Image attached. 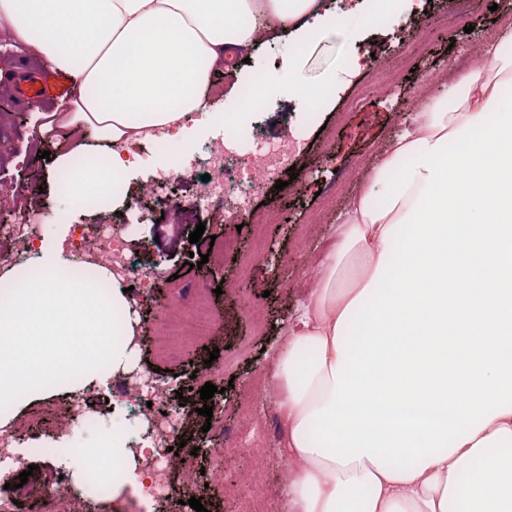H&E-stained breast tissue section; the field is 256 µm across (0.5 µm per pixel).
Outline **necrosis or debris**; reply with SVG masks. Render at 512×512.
<instances>
[{
	"instance_id": "4bbe7bcc",
	"label": "necrosis or debris",
	"mask_w": 512,
	"mask_h": 512,
	"mask_svg": "<svg viewBox=\"0 0 512 512\" xmlns=\"http://www.w3.org/2000/svg\"><path fill=\"white\" fill-rule=\"evenodd\" d=\"M234 140L240 143V150H230L224 142L217 141L206 148L198 164L194 165L188 163L182 145L163 137L151 139L152 149L168 155L170 168L159 174L152 186L138 190L137 199H156L167 184L192 177L196 165L200 164L210 174L198 196L203 206L221 203L224 220L229 224L279 223L278 210L272 208L256 213L251 197L256 190L264 188L270 176L281 170L293 154V139L287 137L281 142L269 143L250 133L235 135ZM46 221L43 214L36 217L18 214L17 223L11 228L13 246L9 252L0 253V312L9 311L16 296L28 289L29 275L36 267L29 230L32 225ZM62 248L71 257V273L101 276L107 291L113 284L120 283L134 287L135 291L149 293L160 278L158 264L139 262L129 250L125 234L114 229L94 239L84 231L72 230L63 240ZM162 313L167 321L160 341L165 345H177L192 336L209 335L222 322L220 315L207 305L200 288L190 297L185 296L183 290H175ZM171 391V382L150 373H137L123 379V402L146 423L144 431L135 438L132 451L150 479L149 485L140 489L119 486L115 474H100L93 463L106 456V448L90 451L72 437L70 429L73 425L87 430L99 426L98 417L85 409L84 389L78 388L71 393L68 416L53 425L35 424L23 429L14 424L0 427V512H21L20 505L5 485L29 451L54 462L80 457L91 465L88 483L77 485L66 476L52 486L31 489L32 501L58 508L59 512H145L147 504L185 501L196 495L197 485L193 480L174 478L177 465L191 456L190 447L181 446L180 440L183 422L194 406L171 400ZM211 422L219 435L217 441L204 447L212 468H221L231 446L259 455L260 450L252 441L240 439L225 428L223 400H215ZM22 431L32 442L30 449L19 446L18 434Z\"/></svg>"
}]
</instances>
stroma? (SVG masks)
Listing matches in <instances>:
<instances>
[{
    "instance_id": "1",
    "label": "stroma",
    "mask_w": 512,
    "mask_h": 512,
    "mask_svg": "<svg viewBox=\"0 0 512 512\" xmlns=\"http://www.w3.org/2000/svg\"><path fill=\"white\" fill-rule=\"evenodd\" d=\"M336 6L339 24L313 25L311 37L301 42L285 33H267L252 50L249 62L214 72L207 98L219 106L223 122L181 132L195 152L223 138L225 124L233 122L239 110L243 82L259 76L263 105L241 123V131H257L269 142L281 141L290 131L302 133L301 149L292 159L300 169L297 178L284 189L271 188L252 197L254 204L276 205L284 215L283 223L266 227L267 260L244 265L234 255L220 268L209 262L198 269L189 267L190 252L207 254L215 238H237L242 252L250 251L251 227L225 223L223 212L216 208L183 213L169 205L153 204L145 211L131 205L132 189L154 180L153 163L131 170L112 191L119 200L112 221L127 226L131 252L162 265V286L132 302L134 319L147 328L131 353L133 367L158 369L160 377L176 380L194 398L204 384L199 372L209 351L218 349L224 375L233 381L223 393L224 424L250 434L263 448L258 458L245 454L225 458L222 481H210L203 493L208 512H233V493L244 490L248 475L267 484L273 506L281 512L280 491L288 470L281 465L286 427L274 380L276 354L288 341V326L312 288L325 253L336 245V218L362 187L369 161L418 111L423 78L434 81L435 95H448L439 76L449 60L465 68V56L496 32L497 20L512 15V0H471L462 20L456 17L453 0H423L420 9L401 13L390 12L386 0H380L378 9L387 15L381 22L371 18L365 0H337ZM289 56L297 63L292 73L283 68ZM404 57L412 61L409 80L380 93L359 94V86L368 78L367 61L396 66ZM45 79L49 86L45 99L19 104L0 97V195L11 196L19 211L56 214V222L40 227L41 244L48 249L65 236L67 226L95 227L99 215L69 205L57 187L54 163L40 157L41 152L56 151L57 135L43 127L37 114L63 106L71 93L67 76L49 72ZM300 86L328 90L316 108V119H305L295 110L294 96ZM200 223L205 232L199 244H190L189 234ZM170 278L181 289L214 290L211 303L222 313L223 323L213 334L165 352L154 334L169 298L166 281ZM246 299L253 303L255 314L244 309ZM259 374L270 380L263 404L271 417L262 426L247 411L250 383ZM117 399L115 382L94 388L88 397L90 411L102 424L96 431L79 434V441L93 446L107 438L113 419L109 405Z\"/></svg>"
}]
</instances>
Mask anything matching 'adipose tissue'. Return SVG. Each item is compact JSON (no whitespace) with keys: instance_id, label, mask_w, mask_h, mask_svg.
<instances>
[{"instance_id":"1","label":"adipose tissue","mask_w":512,"mask_h":512,"mask_svg":"<svg viewBox=\"0 0 512 512\" xmlns=\"http://www.w3.org/2000/svg\"><path fill=\"white\" fill-rule=\"evenodd\" d=\"M334 0H0V28L66 74L70 102L51 112L56 165L86 135L130 146L206 113L211 68L264 32L304 37L332 21ZM512 16L452 94L426 93L377 155L367 187L338 226L288 344L276 357L292 464L285 512H512ZM470 138L462 153L451 141ZM40 255L29 298L0 316V402L39 396L46 374L67 384L99 365L126 372L108 311L120 286L60 275Z\"/></svg>"}]
</instances>
